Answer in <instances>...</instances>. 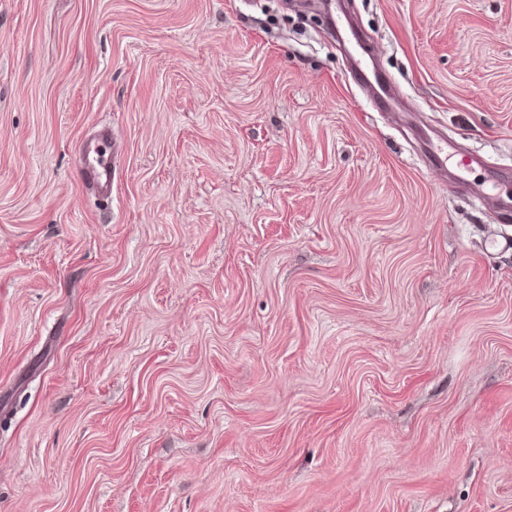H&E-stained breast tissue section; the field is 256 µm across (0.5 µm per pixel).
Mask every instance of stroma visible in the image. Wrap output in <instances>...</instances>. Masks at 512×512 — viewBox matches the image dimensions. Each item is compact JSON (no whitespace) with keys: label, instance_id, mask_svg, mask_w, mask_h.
I'll return each mask as SVG.
<instances>
[{"label":"stroma","instance_id":"35a3bbf8","mask_svg":"<svg viewBox=\"0 0 512 512\" xmlns=\"http://www.w3.org/2000/svg\"><path fill=\"white\" fill-rule=\"evenodd\" d=\"M504 188L512 0H0V512H512ZM102 131V137L96 143L86 141L82 152L84 156V179L97 188L99 200H112V156L108 135Z\"/></svg>","mask_w":512,"mask_h":512}]
</instances>
